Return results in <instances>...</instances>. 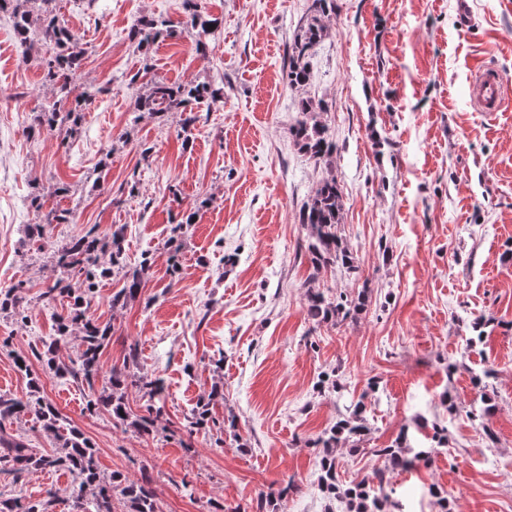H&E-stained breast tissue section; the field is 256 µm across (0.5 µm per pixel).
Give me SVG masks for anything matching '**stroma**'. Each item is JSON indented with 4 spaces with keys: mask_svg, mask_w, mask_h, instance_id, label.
<instances>
[{
    "mask_svg": "<svg viewBox=\"0 0 512 512\" xmlns=\"http://www.w3.org/2000/svg\"><path fill=\"white\" fill-rule=\"evenodd\" d=\"M311 3L198 0L214 23L206 48L179 34L155 45L147 69L132 26L143 15L180 26L184 0H54L85 48L74 83L95 93L64 143L29 133L52 91L39 46L22 51L0 12V288L23 283L26 297L25 320L0 315V392L26 396L14 358L30 357L42 397L91 439L100 469L149 474L161 512H211L217 502L226 512H328L314 441L374 380L368 434L336 450L342 483L370 475L382 464L375 449L404 434L415 463L384 488L402 512H439L434 487L451 512H512V103L492 117L469 104L479 60L512 74V0H336L310 81L295 89L283 73ZM154 78L208 83L224 97L201 109L187 141L178 114L134 112ZM303 97L328 107L330 164L292 140ZM328 174L342 189L355 272L314 273L305 250L299 211ZM37 193L45 208L73 212L72 223L47 226L51 240L116 226L129 266L149 258L134 300L113 307L120 283L103 278L91 312L115 328L103 369L133 346L132 372L162 380L170 437L86 411L87 387L34 359L65 307L40 297L61 271L27 237ZM187 212L194 224L169 244ZM312 288L332 298L367 290V307L315 322ZM479 319L484 339L474 344ZM488 367L485 389L475 388ZM216 385L212 413L235 420L249 452L185 428ZM485 407V424L467 418ZM436 425L448 429L441 446ZM72 484L64 471L0 473L8 496L40 501L55 490L49 512H71Z\"/></svg>",
    "mask_w": 512,
    "mask_h": 512,
    "instance_id": "obj_1",
    "label": "stroma"
}]
</instances>
